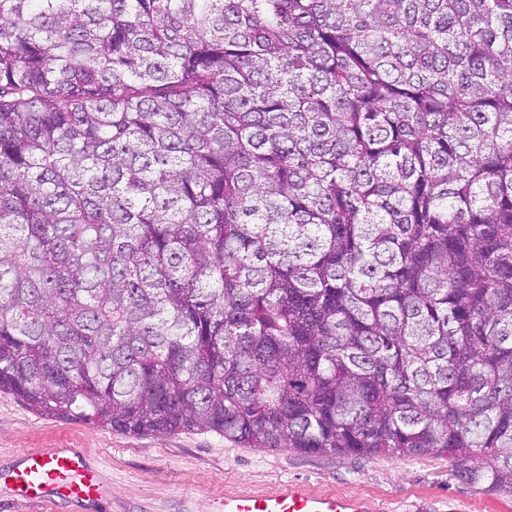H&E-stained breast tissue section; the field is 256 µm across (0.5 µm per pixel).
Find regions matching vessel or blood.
I'll return each instance as SVG.
<instances>
[{
  "label": "vessel or blood",
  "mask_w": 512,
  "mask_h": 512,
  "mask_svg": "<svg viewBox=\"0 0 512 512\" xmlns=\"http://www.w3.org/2000/svg\"><path fill=\"white\" fill-rule=\"evenodd\" d=\"M16 500L64 506L67 512H101L105 485L81 448H35L0 471ZM211 512H369L364 499L315 491L294 480L263 493H228L214 499Z\"/></svg>",
  "instance_id": "1"
}]
</instances>
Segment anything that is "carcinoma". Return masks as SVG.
Masks as SVG:
<instances>
[{"label":"carcinoma","instance_id":"obj_1","mask_svg":"<svg viewBox=\"0 0 512 512\" xmlns=\"http://www.w3.org/2000/svg\"><path fill=\"white\" fill-rule=\"evenodd\" d=\"M0 392L512 493V0H0Z\"/></svg>","mask_w":512,"mask_h":512}]
</instances>
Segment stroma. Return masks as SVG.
Returning a JSON list of instances; mask_svg holds the SVG:
<instances>
[{"label":"stroma","instance_id":"stroma-1","mask_svg":"<svg viewBox=\"0 0 512 512\" xmlns=\"http://www.w3.org/2000/svg\"><path fill=\"white\" fill-rule=\"evenodd\" d=\"M26 448H84L111 494L103 512H209L227 492H264L299 479L367 499L371 512H512V493L454 478L447 460L239 448L213 432L123 434L79 418L40 415L0 393V466Z\"/></svg>","mask_w":512,"mask_h":512}]
</instances>
